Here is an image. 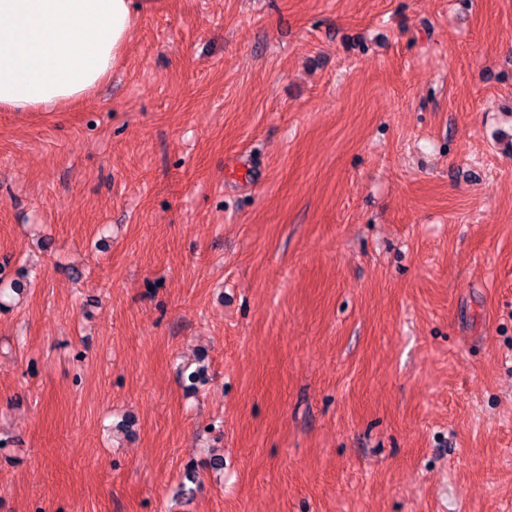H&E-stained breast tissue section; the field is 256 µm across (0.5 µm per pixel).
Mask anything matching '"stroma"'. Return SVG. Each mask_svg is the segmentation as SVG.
Segmentation results:
<instances>
[{
    "label": "stroma",
    "instance_id": "obj_1",
    "mask_svg": "<svg viewBox=\"0 0 512 512\" xmlns=\"http://www.w3.org/2000/svg\"><path fill=\"white\" fill-rule=\"evenodd\" d=\"M0 439V512H512V0H156L0 111Z\"/></svg>",
    "mask_w": 512,
    "mask_h": 512
}]
</instances>
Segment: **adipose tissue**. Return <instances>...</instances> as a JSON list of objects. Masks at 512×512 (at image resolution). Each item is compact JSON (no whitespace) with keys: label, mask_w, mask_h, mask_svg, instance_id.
Instances as JSON below:
<instances>
[{"label":"adipose tissue","mask_w":512,"mask_h":512,"mask_svg":"<svg viewBox=\"0 0 512 512\" xmlns=\"http://www.w3.org/2000/svg\"><path fill=\"white\" fill-rule=\"evenodd\" d=\"M153 0H0V111L84 99L116 66Z\"/></svg>","instance_id":"1"}]
</instances>
